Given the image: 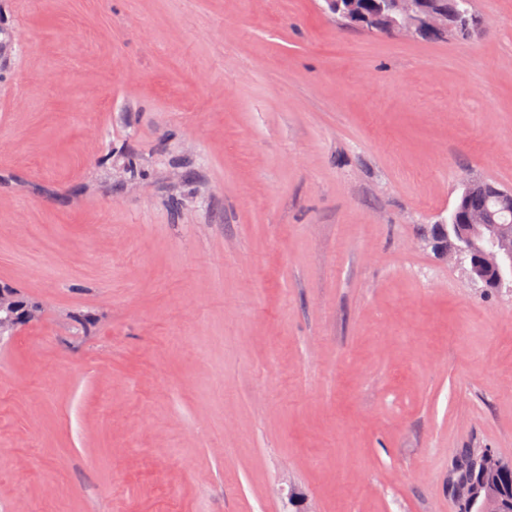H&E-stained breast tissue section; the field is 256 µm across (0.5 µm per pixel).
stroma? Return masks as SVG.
I'll return each mask as SVG.
<instances>
[{
  "instance_id": "stroma-1",
  "label": "stroma",
  "mask_w": 512,
  "mask_h": 512,
  "mask_svg": "<svg viewBox=\"0 0 512 512\" xmlns=\"http://www.w3.org/2000/svg\"><path fill=\"white\" fill-rule=\"evenodd\" d=\"M325 6L0 0V512H458L512 461V288L419 230L512 189V0ZM362 8L354 13L345 14L352 22L374 26L377 18L389 14L394 9L405 17L404 23H395L387 33L393 36L428 38L445 37L466 39L471 33L465 30L466 21L473 31V17L480 19L473 10V0H441L448 8V15L437 11L429 0H364ZM460 17V23L458 22ZM448 23L451 29H448ZM483 449L465 450L457 460L453 477L450 484L456 486L460 493L456 497V503L460 512H471L466 507L465 500L461 498L467 491V488L473 482H483L481 485H473L469 490L470 506L473 508L475 503H481L482 512H485V503L482 498L484 490L494 502L496 511L494 512H512V465L507 469L493 470L486 474L479 472L478 468L472 467L470 453L474 452L477 456Z\"/></svg>"
}]
</instances>
